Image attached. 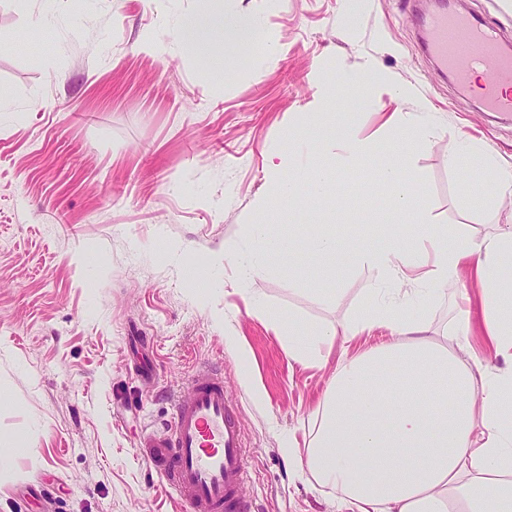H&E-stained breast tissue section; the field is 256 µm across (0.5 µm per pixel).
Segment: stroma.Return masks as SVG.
Returning a JSON list of instances; mask_svg holds the SVG:
<instances>
[{
  "mask_svg": "<svg viewBox=\"0 0 512 512\" xmlns=\"http://www.w3.org/2000/svg\"><path fill=\"white\" fill-rule=\"evenodd\" d=\"M433 2L230 0L269 42L230 57L218 85L171 37L204 0H0V512H185L140 441L204 362L239 401L254 512H338L288 448L304 450L339 358L392 331L300 363L270 317L351 321L387 282L351 252L316 291L306 275L246 276L209 250L232 240L254 259L247 229L269 218L273 154L287 177L298 157L337 163L338 185L302 203L337 239L406 234L375 180L399 113L432 131L409 156L421 220L470 238L512 226V197L477 166L448 164L461 134L512 164V119L482 112L424 58L419 12ZM340 123L375 153L350 161ZM189 264L206 267L204 283L183 276ZM405 314L438 339L456 308L436 289Z\"/></svg>",
  "mask_w": 512,
  "mask_h": 512,
  "instance_id": "stroma-1",
  "label": "stroma"
}]
</instances>
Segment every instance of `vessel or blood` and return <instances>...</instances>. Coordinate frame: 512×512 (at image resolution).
I'll list each match as a JSON object with an SVG mask.
<instances>
[{"label": "vessel or blood", "mask_w": 512, "mask_h": 512, "mask_svg": "<svg viewBox=\"0 0 512 512\" xmlns=\"http://www.w3.org/2000/svg\"><path fill=\"white\" fill-rule=\"evenodd\" d=\"M427 49L440 71L470 89L473 68L483 81L477 96L484 111L511 113L512 50L481 16L441 0L424 20ZM239 404L224 388V374L201 366L173 402L167 430L145 437L151 462L176 492L186 512H250L242 488L246 476Z\"/></svg>", "instance_id": "vessel-or-blood-1"}]
</instances>
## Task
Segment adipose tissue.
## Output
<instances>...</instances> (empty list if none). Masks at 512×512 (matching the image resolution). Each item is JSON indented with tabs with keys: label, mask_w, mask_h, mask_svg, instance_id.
Instances as JSON below:
<instances>
[{
	"label": "adipose tissue",
	"mask_w": 512,
	"mask_h": 512,
	"mask_svg": "<svg viewBox=\"0 0 512 512\" xmlns=\"http://www.w3.org/2000/svg\"><path fill=\"white\" fill-rule=\"evenodd\" d=\"M205 60L218 52L238 53L259 37L245 12L225 11L222 0L190 16L173 34ZM392 160L378 171L395 207L415 216L417 175L408 165L413 145L430 141L427 128L401 119ZM335 164L313 168L278 182V200L300 204L307 191L322 192L334 181ZM434 248L432 268L418 273L413 252L396 237L387 248H358L359 259L386 277L414 271L417 284H451L474 278L480 292L481 320L461 311L454 327L457 350L428 335L422 320L402 314L405 299L378 304L364 318L336 326L300 328L274 316L272 327L288 346L289 357L319 359L335 340L377 325L392 327L397 339L337 364L315 411L314 432L295 460L299 471L336 493L356 512H512V229L480 239L461 238L447 229L417 227ZM265 258L259 273H301L315 266L325 277L345 245L315 225L304 244L274 233L268 223L250 225ZM482 333L507 366L493 369L481 360L466 363L474 333Z\"/></svg>",
	"instance_id": "1"
}]
</instances>
